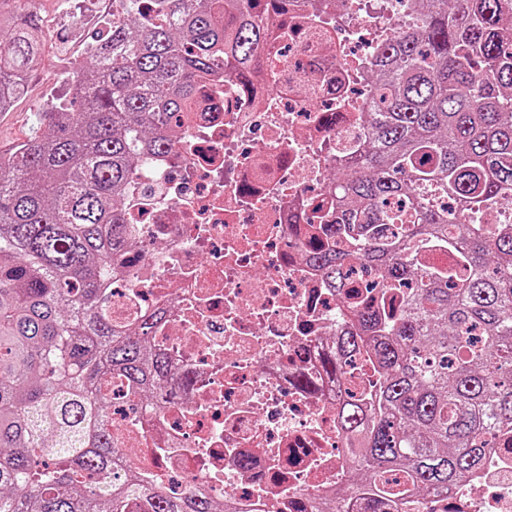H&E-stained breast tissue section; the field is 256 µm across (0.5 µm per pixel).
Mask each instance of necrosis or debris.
<instances>
[{"label": "necrosis or debris", "mask_w": 512, "mask_h": 512, "mask_svg": "<svg viewBox=\"0 0 512 512\" xmlns=\"http://www.w3.org/2000/svg\"><path fill=\"white\" fill-rule=\"evenodd\" d=\"M413 0H289L248 71L211 74L171 149L147 151L124 191L137 241L110 278L112 313L158 312L155 351L177 373L161 406L112 410L118 447L167 492L231 494L235 512H324L347 484L345 388L328 368L353 333L347 293L310 245L336 216L334 173L366 144L371 63L414 30ZM338 512H363L357 497ZM412 512H512V439Z\"/></svg>", "instance_id": "1"}]
</instances>
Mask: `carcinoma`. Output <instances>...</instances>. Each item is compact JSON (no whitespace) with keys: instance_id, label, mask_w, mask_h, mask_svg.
I'll return each instance as SVG.
<instances>
[{"instance_id":"cac0c4a2","label":"carcinoma","mask_w":512,"mask_h":512,"mask_svg":"<svg viewBox=\"0 0 512 512\" xmlns=\"http://www.w3.org/2000/svg\"><path fill=\"white\" fill-rule=\"evenodd\" d=\"M121 2L72 98L0 151V512H217L165 493L115 446L112 384L158 406L174 372L149 345L157 313L131 334L103 284L135 249L120 190L143 149L171 146L165 130L198 110L211 72L266 54L263 11L288 0ZM416 2L425 23L373 61L369 140L313 244L333 287L359 295V261L382 291L352 307L358 333L332 361L345 374L368 342L381 368L340 418L365 512L448 494L512 434V0ZM2 33L0 98L14 100L47 32L0 0Z\"/></svg>"}]
</instances>
